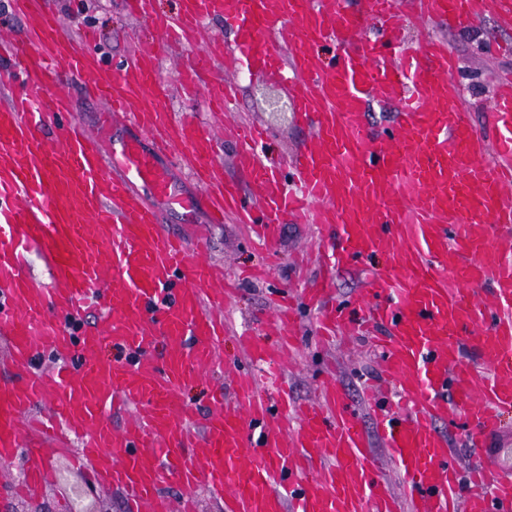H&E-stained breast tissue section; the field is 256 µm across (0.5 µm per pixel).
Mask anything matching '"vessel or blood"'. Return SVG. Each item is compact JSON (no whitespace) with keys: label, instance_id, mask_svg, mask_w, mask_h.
Returning a JSON list of instances; mask_svg holds the SVG:
<instances>
[{"label":"vessel or blood","instance_id":"b4317fda","mask_svg":"<svg viewBox=\"0 0 512 512\" xmlns=\"http://www.w3.org/2000/svg\"><path fill=\"white\" fill-rule=\"evenodd\" d=\"M126 0L157 41L117 63L77 45L43 0H9L26 35L0 40V462L23 460L26 497L53 478L48 450L77 448L94 485L130 512H192L193 494L224 512H512V474L491 437L512 408V75L493 86L494 137L470 123L440 40L405 46L395 0ZM421 23L469 27L512 18V0H411ZM220 17L234 34L203 38ZM187 47L176 82L185 97L210 84L216 108L230 75L264 71L287 87L308 143L283 167L257 152L268 131L239 136L236 164L255 197L225 179L212 124L174 119L159 64ZM106 103L97 125L75 118L67 82ZM393 105L373 137L367 109ZM135 136L112 138L115 117ZM181 148L198 193L176 194L154 147ZM235 214L271 239L275 223L314 224L333 241L320 279L300 294L335 335L354 312L379 325L380 370L398 403L366 401L399 488L383 477L336 380L311 402L291 397L282 369L298 348L290 298L273 318L282 341L239 337L232 390L215 388L205 415L183 401L222 364L224 310L236 292L198 233L174 234L158 202ZM39 253L48 278L31 270ZM374 264L350 304L334 296L336 266ZM93 324H85L89 313ZM114 355L106 357L104 346ZM52 370L36 369L38 357ZM125 415L122 426L108 416ZM465 420L478 461L462 465L438 424ZM183 492L173 504L163 488Z\"/></svg>","mask_w":512,"mask_h":512}]
</instances>
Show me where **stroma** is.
<instances>
[{
  "label": "stroma",
  "mask_w": 512,
  "mask_h": 512,
  "mask_svg": "<svg viewBox=\"0 0 512 512\" xmlns=\"http://www.w3.org/2000/svg\"><path fill=\"white\" fill-rule=\"evenodd\" d=\"M73 38H81L85 28L98 32V50L108 59L119 60L127 55L130 46L146 36L142 21L132 19L125 0H47ZM410 40L421 42L433 37L445 41L460 65V84L467 100L472 125L483 134H491L488 109L492 99L493 82L499 72L512 71V54H496L498 44H512V24L503 25L496 14L467 28H451L444 24L431 25L420 31L409 28ZM238 97L228 117H216V126L225 121L247 120L268 128L269 139L263 147L265 156L276 164H283L308 142L307 130L298 126L294 115L278 119L270 114L261 101L262 96L283 97L282 86L254 72L237 74ZM162 222L167 230L184 233L199 227L206 233V255L231 269H248L264 262V254L255 246L244 230L233 222L210 223L205 210L183 214L162 209ZM317 237L315 227L308 224L280 222L273 237L277 258L267 281H242L240 294L228 312L233 329L249 328L254 318L264 315L271 298L285 288L307 286L320 274L319 263L298 265L300 255L313 252ZM302 345L300 355L288 365L289 387L294 400L314 398L327 377L337 378L357 407L359 425L367 432L373 454H382L374 421L363 403L364 388L381 385L376 352L366 328L354 334L338 336L331 345H324L317 334V315L305 306L297 308ZM52 482L35 499L23 496L2 502L0 512H70L73 501L69 483L82 480V473L65 454L51 459Z\"/></svg>",
  "instance_id": "1"
}]
</instances>
